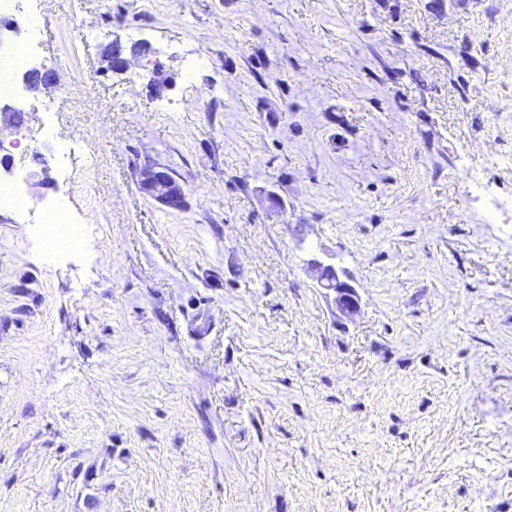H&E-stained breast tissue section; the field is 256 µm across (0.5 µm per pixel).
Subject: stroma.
<instances>
[{
	"label": "stroma",
	"mask_w": 512,
	"mask_h": 512,
	"mask_svg": "<svg viewBox=\"0 0 512 512\" xmlns=\"http://www.w3.org/2000/svg\"><path fill=\"white\" fill-rule=\"evenodd\" d=\"M40 2L0 512H512V0ZM52 198L82 250L42 253ZM107 70L113 74H126L129 70V60L126 57L125 46L120 40H112L106 54ZM141 192L171 210H180L185 205V192L181 183L162 166L147 165L138 171ZM311 266L319 286L334 293L336 309L347 317L355 315L360 308V297L348 272L319 260Z\"/></svg>",
	"instance_id": "stroma-1"
}]
</instances>
